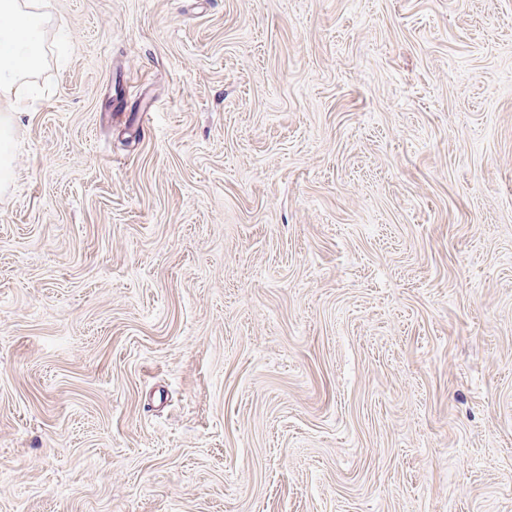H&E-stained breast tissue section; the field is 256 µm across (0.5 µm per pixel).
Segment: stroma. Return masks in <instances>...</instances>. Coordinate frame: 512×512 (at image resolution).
I'll use <instances>...</instances> for the list:
<instances>
[{
  "mask_svg": "<svg viewBox=\"0 0 512 512\" xmlns=\"http://www.w3.org/2000/svg\"><path fill=\"white\" fill-rule=\"evenodd\" d=\"M39 3L0 512H512V0Z\"/></svg>",
  "mask_w": 512,
  "mask_h": 512,
  "instance_id": "35a3bbf8",
  "label": "stroma"
}]
</instances>
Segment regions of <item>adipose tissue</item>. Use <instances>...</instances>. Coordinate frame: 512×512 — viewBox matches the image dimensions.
I'll list each match as a JSON object with an SVG mask.
<instances>
[{
    "label": "adipose tissue",
    "mask_w": 512,
    "mask_h": 512,
    "mask_svg": "<svg viewBox=\"0 0 512 512\" xmlns=\"http://www.w3.org/2000/svg\"><path fill=\"white\" fill-rule=\"evenodd\" d=\"M38 27L30 0H0V95L17 112L28 109L21 85L41 60Z\"/></svg>",
    "instance_id": "obj_1"
}]
</instances>
